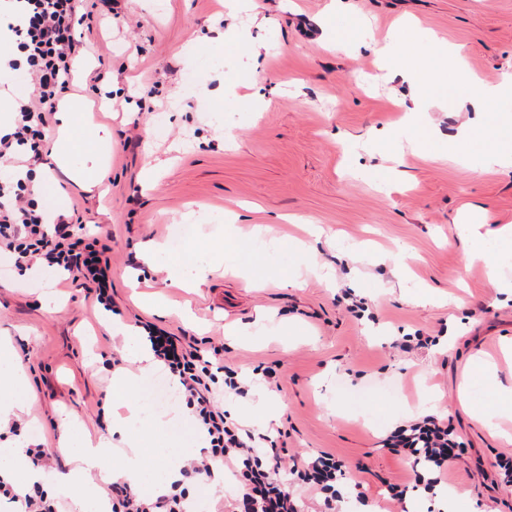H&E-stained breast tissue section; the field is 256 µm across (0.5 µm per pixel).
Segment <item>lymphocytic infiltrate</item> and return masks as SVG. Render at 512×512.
<instances>
[{
	"mask_svg": "<svg viewBox=\"0 0 512 512\" xmlns=\"http://www.w3.org/2000/svg\"><path fill=\"white\" fill-rule=\"evenodd\" d=\"M15 2L19 17L8 26L11 38L7 43L15 56L7 64L12 69L27 68L33 91L29 99L18 101L10 132L0 136V158L9 160L23 152L38 163L49 120L70 87L72 62L83 48L76 28L90 20L94 3ZM26 191L25 179L0 180V251L10 252L18 265L41 260L85 279L93 286L97 303L111 308L112 268L104 252L78 237L76 215L50 216L35 207ZM148 340L155 359L178 376L186 405L207 445L199 457L181 466L179 479L156 495H140L126 482L112 483L111 512H188L186 483L211 476L217 463L231 467L240 483L231 512H301L292 492L293 485L300 483L322 496L321 512H343L344 497L336 485L351 475L352 466L324 451L313 456L290 455L279 436L257 447L252 431L241 428L215 404L216 387L240 397L248 393L246 384L225 372L221 347L185 346L161 330L151 331ZM382 445L409 460L415 484L431 492L447 479L460 447L450 421L435 415L396 427Z\"/></svg>",
	"mask_w": 512,
	"mask_h": 512,
	"instance_id": "obj_1",
	"label": "lymphocytic infiltrate"
}]
</instances>
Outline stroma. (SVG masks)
I'll return each instance as SVG.
<instances>
[{
  "mask_svg": "<svg viewBox=\"0 0 512 512\" xmlns=\"http://www.w3.org/2000/svg\"><path fill=\"white\" fill-rule=\"evenodd\" d=\"M331 0H254L231 11L224 0H119L121 20L102 14L81 40L94 49L72 90L107 88L121 109L102 115L113 133L105 176L78 191L59 167H41L78 207L84 234L109 249L112 303L124 323L223 345L224 365L249 384L246 397L216 392L239 423L287 431L301 454H336L359 474L369 512H427L423 491L390 501L391 483H412L409 462L383 448L395 426L449 413L463 444L444 492L480 512H512V441L489 435L497 398L476 380L475 358L496 364L512 386V300L490 288L485 258L512 278V249L488 239L469 250L463 226L477 211L490 224H512V168L449 162L448 145L471 113L455 101L424 115L429 143L397 152V122L411 98L394 78L376 87L367 51L350 42L384 38L411 24L462 47L468 71L486 83L512 71V0H345L322 38L317 26ZM240 30L235 41L222 33ZM259 64L264 82L252 85ZM235 86L216 102L214 93ZM139 145L124 148L130 138ZM156 168L151 184L145 169ZM195 235L168 251L175 226ZM164 245L144 267L142 247ZM315 248L328 277L299 276L303 251ZM254 287H244V279ZM367 297L373 320L356 319L341 292ZM88 285L59 271L26 270L0 254V345L17 356L29 404L14 417L37 431L52 453L46 483L77 467L58 448L56 425L70 419L78 436L108 435L112 418L166 369L143 368L111 315L93 304ZM433 337L404 351V335ZM277 371L268 389L264 367ZM180 419L159 433L144 429L146 459L136 489L154 490L157 450L184 442L202 448L184 399Z\"/></svg>",
  "mask_w": 512,
  "mask_h": 512,
  "instance_id": "35a3bbf8",
  "label": "stroma"
}]
</instances>
